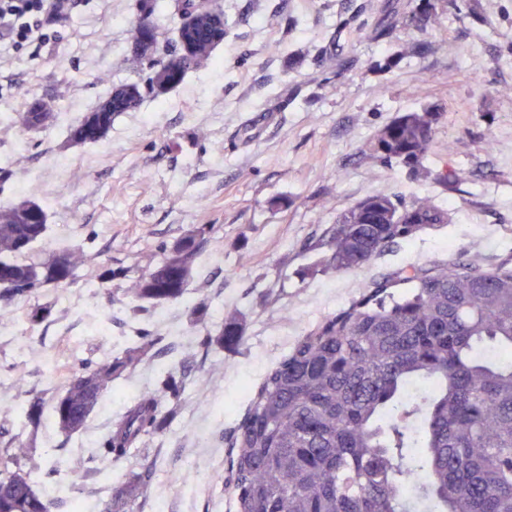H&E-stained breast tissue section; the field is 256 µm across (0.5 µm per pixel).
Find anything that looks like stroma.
Instances as JSON below:
<instances>
[{
    "label": "stroma",
    "instance_id": "35a3bbf8",
    "mask_svg": "<svg viewBox=\"0 0 512 512\" xmlns=\"http://www.w3.org/2000/svg\"><path fill=\"white\" fill-rule=\"evenodd\" d=\"M432 2L423 31L412 20L422 0H212L223 40L165 90L146 89V62L131 52L137 0H80L41 57L22 49L0 58V207L42 205L46 251L94 238L74 284L38 293L52 303V321L33 330L26 302L0 309V426L22 435L16 409L27 389L61 388L71 368L120 352L133 328L158 339L80 433L67 438L50 424L39 434L36 480L61 498L62 512L75 500L95 506L147 456L164 493L144 495L135 512H236L224 483L227 439L248 410L246 388L300 336L399 267L512 261V96L495 93L512 85V0H478L476 16ZM153 21V56L165 62L180 51L175 0H157ZM423 41L427 52H411ZM123 84L142 87L140 107L118 113L100 142H70V127ZM21 86L29 98L17 96ZM35 99L56 114L41 133L21 122ZM434 105L443 116L422 169L367 159L379 129ZM445 168L466 170L468 182L443 187L435 175ZM371 194L427 196L451 208L452 221L361 270L330 269L328 230ZM204 224L218 247L203 254L184 301L134 317L124 296L101 299L102 271L113 269V287H124L125 274L157 261L161 244ZM200 302L212 325L237 313L236 347L201 348L188 311ZM165 366L189 380L161 434L147 438V455L105 462L97 442L111 419L159 388Z\"/></svg>",
    "mask_w": 512,
    "mask_h": 512
}]
</instances>
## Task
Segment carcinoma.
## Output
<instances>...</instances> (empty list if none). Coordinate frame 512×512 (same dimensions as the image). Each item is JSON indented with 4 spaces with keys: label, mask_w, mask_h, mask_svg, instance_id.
Returning <instances> with one entry per match:
<instances>
[{
    "label": "carcinoma",
    "mask_w": 512,
    "mask_h": 512,
    "mask_svg": "<svg viewBox=\"0 0 512 512\" xmlns=\"http://www.w3.org/2000/svg\"><path fill=\"white\" fill-rule=\"evenodd\" d=\"M132 40H156L147 26L155 0H139ZM200 46L215 41L206 21L180 30ZM188 63L174 59L152 72V87L183 77ZM136 86L110 89L70 130L76 144H96L114 116L137 108ZM442 113L424 108L381 128L370 159L422 165L433 148ZM53 119L47 103L22 115L40 129ZM400 212L383 223L374 210ZM452 223L449 209L428 197L405 203L397 195H368L330 228L328 263L338 272L369 265L397 240ZM48 232L44 208L22 201L0 209V301H27L35 328L52 316L48 303L31 302L44 288L75 282L92 258L84 245L46 258L32 253ZM215 241L199 228L160 248L157 263L128 278L124 294L160 305L181 300L202 253ZM401 284L408 288L397 291ZM243 335L237 315L206 330L205 348H232ZM145 330L122 352L74 367L60 392L27 391L22 407L29 440L0 444V512H57L60 499L36 487L34 440L45 414L67 435L80 432L114 383L154 347ZM186 383L171 369L161 387L179 396ZM167 407L152 392L140 395L110 422L100 446L122 459L149 434L162 430ZM231 476L237 512H512V268L483 270L440 262L408 266L376 281L349 307L300 337L251 394L232 438ZM156 460L144 457L108 487L95 512H133L150 489Z\"/></svg>",
    "instance_id": "1"
}]
</instances>
